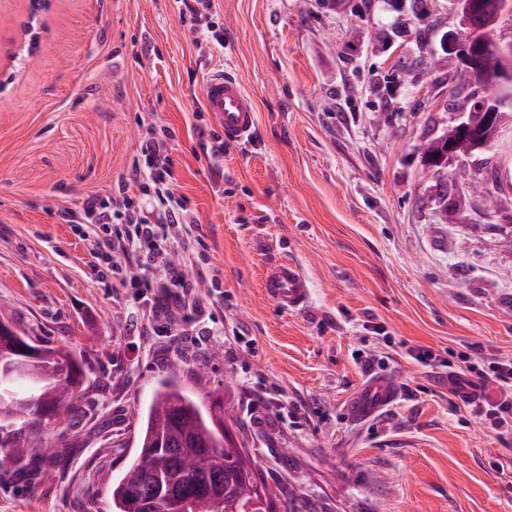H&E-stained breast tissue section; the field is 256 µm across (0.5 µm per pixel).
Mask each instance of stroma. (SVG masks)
Here are the masks:
<instances>
[{"mask_svg": "<svg viewBox=\"0 0 512 512\" xmlns=\"http://www.w3.org/2000/svg\"><path fill=\"white\" fill-rule=\"evenodd\" d=\"M28 0H0V319L84 360V414L43 424L42 448L0 463V512H111L139 447V414L175 377L221 403L278 506L324 512H512V433L491 429L448 374L512 361V140L466 159L442 212L419 146L471 112L449 92L458 0H211L202 38L183 0H55L40 49L19 43ZM437 60L434 73L423 68ZM215 70L254 97L250 141L207 156L203 85ZM168 129V188L195 237L167 255L196 309L161 311L134 265L99 281L91 238L61 213L126 184L149 130ZM296 262L311 300L277 308L262 281ZM428 351L433 367L415 361ZM395 403L348 418L360 382Z\"/></svg>", "mask_w": 512, "mask_h": 512, "instance_id": "1", "label": "stroma"}]
</instances>
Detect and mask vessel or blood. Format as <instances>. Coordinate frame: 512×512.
Returning <instances> with one entry per match:
<instances>
[{
	"mask_svg": "<svg viewBox=\"0 0 512 512\" xmlns=\"http://www.w3.org/2000/svg\"><path fill=\"white\" fill-rule=\"evenodd\" d=\"M203 106L226 140L242 141L253 132L257 108L253 97L239 79L224 72H214L204 83ZM264 292L279 308L294 311L304 309L310 296L307 281L296 263H271L264 277ZM397 394L391 380L384 375L367 380L347 403L350 418L366 420L390 405Z\"/></svg>",
	"mask_w": 512,
	"mask_h": 512,
	"instance_id": "b4317fda",
	"label": "vessel or blood"
}]
</instances>
